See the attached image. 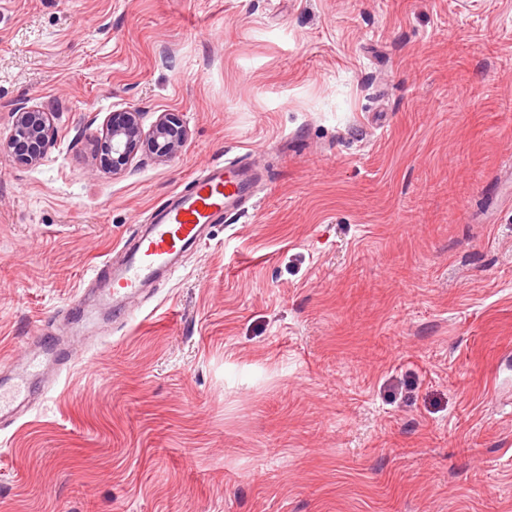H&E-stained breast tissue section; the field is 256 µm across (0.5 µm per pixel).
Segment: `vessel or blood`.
Here are the masks:
<instances>
[{"instance_id": "1", "label": "vessel or blood", "mask_w": 512, "mask_h": 512, "mask_svg": "<svg viewBox=\"0 0 512 512\" xmlns=\"http://www.w3.org/2000/svg\"><path fill=\"white\" fill-rule=\"evenodd\" d=\"M258 180L252 167L220 160L192 177L188 188L171 193L153 207L146 223L135 226L119 260L93 269L90 281L98 304L113 319H132L133 301L146 287L172 277L183 257L209 239L214 225L244 210L256 196ZM76 356L73 347H59L48 336L0 373V422L19 418L37 385L57 376Z\"/></svg>"}]
</instances>
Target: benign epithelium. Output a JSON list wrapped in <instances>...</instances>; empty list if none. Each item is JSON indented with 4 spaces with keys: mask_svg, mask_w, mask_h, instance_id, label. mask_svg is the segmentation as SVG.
<instances>
[{
    "mask_svg": "<svg viewBox=\"0 0 512 512\" xmlns=\"http://www.w3.org/2000/svg\"><path fill=\"white\" fill-rule=\"evenodd\" d=\"M188 131L172 112H162L149 131H144L141 113L134 109L117 112L99 139L101 161L117 174L127 168L138 147L147 143L160 158L180 151ZM51 140L50 113L37 105H17L11 115L6 137H0V155H8L17 163L36 165L45 157Z\"/></svg>",
    "mask_w": 512,
    "mask_h": 512,
    "instance_id": "obj_1",
    "label": "benign epithelium"
}]
</instances>
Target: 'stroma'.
<instances>
[{
    "label": "stroma",
    "instance_id": "obj_1",
    "mask_svg": "<svg viewBox=\"0 0 512 512\" xmlns=\"http://www.w3.org/2000/svg\"><path fill=\"white\" fill-rule=\"evenodd\" d=\"M0 362L149 209L257 164L0 429V512H512V0H0ZM189 131L118 175L112 113ZM6 137L0 136V155L17 163L36 165L45 157L51 140L50 114L37 105H17Z\"/></svg>",
    "mask_w": 512,
    "mask_h": 512
}]
</instances>
